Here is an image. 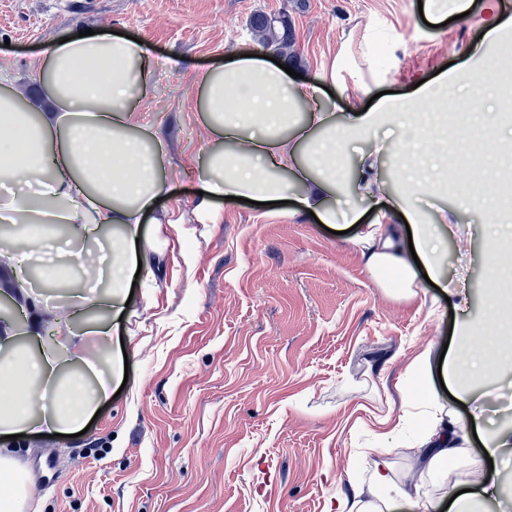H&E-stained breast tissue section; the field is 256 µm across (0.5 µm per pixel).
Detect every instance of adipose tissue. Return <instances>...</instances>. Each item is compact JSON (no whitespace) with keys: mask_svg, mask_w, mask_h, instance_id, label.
Here are the masks:
<instances>
[{"mask_svg":"<svg viewBox=\"0 0 512 512\" xmlns=\"http://www.w3.org/2000/svg\"><path fill=\"white\" fill-rule=\"evenodd\" d=\"M435 14L470 13L481 36L468 51V63L440 71L419 85L413 98L376 96L385 77L380 51L366 45L354 52L341 45L311 77L293 80L265 59L262 46L233 51L229 60L196 77L194 109L210 141L198 159L201 215L214 219L215 202L242 197L257 202L291 200L298 214H314L323 224L359 225L366 269L380 284L394 281L405 290L416 284V267L451 295L467 299L465 282L449 284L444 242L450 226L433 234L417 198L435 179L448 157V90L462 101L485 98L503 79L492 69L489 52L512 45V14L504 0H429ZM35 89L20 95L13 82L0 79V223L26 225L34 243H48L49 224L70 225L74 238L101 252L103 265L88 264L82 252L57 249L42 262L47 277L90 269L97 289L75 292L66 313L44 320L40 303L17 270V256L0 249L9 283L25 301V323L37 349L18 341L15 324L0 326V436L39 429L43 434L80 430L112 398V380L122 374L119 356L89 358L85 345L96 338L112 343L109 316L120 315L126 288L140 260L155 250L158 237L144 224L162 199L167 183V153L158 128L133 124L132 114L151 98L161 62L152 46L104 29L91 36H70L44 47L32 63ZM339 90L338 104H325V87ZM249 109L238 106L240 99ZM395 126V157L408 176L392 191L381 176L379 127ZM361 142L354 168H344L339 143ZM297 185L289 194V185ZM374 205L372 216L353 211L339 215L337 193ZM409 224L403 235L399 223ZM492 328L467 325L458 349L445 355L441 374L460 396L485 377L489 359L512 367V299L496 300ZM420 457L426 466L454 462L479 417L462 420L444 412L435 396L427 398ZM393 482L387 451L374 449L370 480L336 496V512H394L393 503L376 510L377 489ZM28 477L10 448H0V512H22Z\"/></svg>","mask_w":512,"mask_h":512,"instance_id":"adipose-tissue-1","label":"adipose tissue"}]
</instances>
